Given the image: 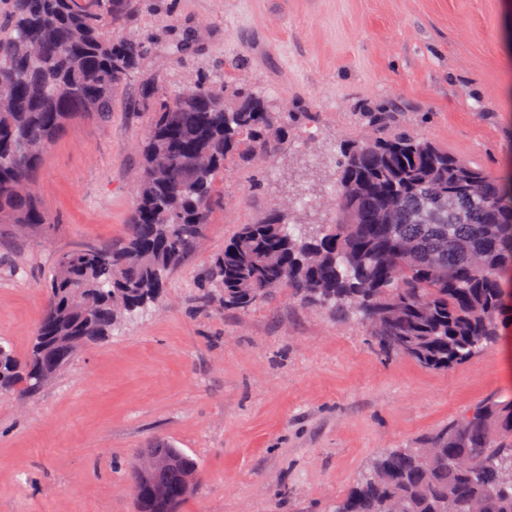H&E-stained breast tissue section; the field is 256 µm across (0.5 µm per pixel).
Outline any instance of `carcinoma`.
I'll list each match as a JSON object with an SVG mask.
<instances>
[{
    "label": "carcinoma",
    "mask_w": 512,
    "mask_h": 512,
    "mask_svg": "<svg viewBox=\"0 0 512 512\" xmlns=\"http://www.w3.org/2000/svg\"><path fill=\"white\" fill-rule=\"evenodd\" d=\"M141 0H11L0 14V226L53 220L33 182L69 122L103 118L138 72L145 46L119 30ZM127 234L58 255L24 358L0 344V389L34 395L86 347L157 306L166 275L210 223L229 163L275 157L286 130L264 95L200 74L174 97L148 91ZM209 158L204 170L186 163ZM335 219L307 228L270 209L217 255L207 279L225 309L246 312L286 290L334 314L360 316L384 347L446 371L512 324V178L495 177L409 134L354 140L337 159ZM169 463L146 479L132 466L136 512H177L200 463L159 440ZM162 485L167 497H150ZM512 512V401L490 399L414 448H388L336 512Z\"/></svg>",
    "instance_id": "obj_1"
}]
</instances>
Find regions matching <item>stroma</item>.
<instances>
[{
	"instance_id": "1",
	"label": "stroma",
	"mask_w": 512,
	"mask_h": 512,
	"mask_svg": "<svg viewBox=\"0 0 512 512\" xmlns=\"http://www.w3.org/2000/svg\"><path fill=\"white\" fill-rule=\"evenodd\" d=\"M123 36L150 42L103 119L67 124L38 196L53 230L0 235V339L25 355L57 256L122 237L140 81L173 96L204 73L266 91L288 141L229 166L198 251L156 309L83 350L32 398L0 395V512H135L136 453L163 439L201 463L177 512H335L376 453L406 448L489 398L512 397V326L431 371L383 353L354 316L283 293L248 312L202 302L204 272L245 224L290 198L328 224L349 139L407 132L499 175L512 168V0H143ZM370 112L393 119L378 129Z\"/></svg>"
}]
</instances>
